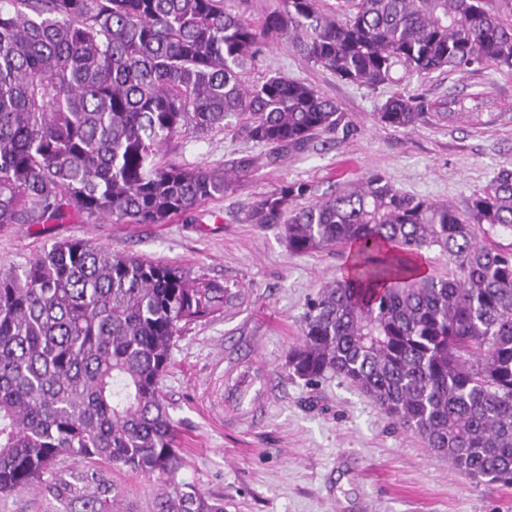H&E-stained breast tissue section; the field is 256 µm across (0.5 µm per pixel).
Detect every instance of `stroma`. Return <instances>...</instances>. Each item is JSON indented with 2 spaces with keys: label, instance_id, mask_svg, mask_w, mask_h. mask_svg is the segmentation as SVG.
<instances>
[{
  "label": "stroma",
  "instance_id": "35a3bbf8",
  "mask_svg": "<svg viewBox=\"0 0 512 512\" xmlns=\"http://www.w3.org/2000/svg\"><path fill=\"white\" fill-rule=\"evenodd\" d=\"M275 75L336 101L347 132L318 133L304 150L274 161L268 147L244 140L232 125L174 138L163 153L179 165L220 170L242 157L252 165L224 194L164 224L76 217L2 227L0 272L25 268L46 245L90 240L235 292L222 315L183 330L161 380L179 428L178 478L223 499L226 512H512V486L471 478L436 457L348 381L309 384L288 373L306 304L335 278L346 254H290L278 226L248 221L254 203L279 186L308 183L318 200L354 189L371 172L405 193L464 207L512 161V71L436 72L372 91L283 41L242 79L251 86ZM397 92L426 101L454 97L481 120L428 116L407 129L382 126L377 112ZM58 474L104 479L119 494V512H154L155 479L69 456L38 487L0 496V512H83L81 500L58 496Z\"/></svg>",
  "mask_w": 512,
  "mask_h": 512
}]
</instances>
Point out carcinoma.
Here are the masks:
<instances>
[{
  "instance_id": "1",
  "label": "carcinoma",
  "mask_w": 512,
  "mask_h": 512,
  "mask_svg": "<svg viewBox=\"0 0 512 512\" xmlns=\"http://www.w3.org/2000/svg\"><path fill=\"white\" fill-rule=\"evenodd\" d=\"M376 90L395 75L512 70V0H280L257 21L224 0H0V226L73 216L164 224L224 193L220 170L160 158L186 132L232 122L276 154L348 128L312 85L241 70L270 43ZM423 103L394 94L400 129ZM440 121L479 112L433 106ZM306 183L265 193L251 224L281 228L294 255L347 248L344 271L306 307L288 372L354 385L394 424L472 477L512 485V162L460 210L372 172L309 205ZM450 273L418 269L422 251ZM228 290L90 241L54 242L0 274V493L32 488L62 456L155 478V512H224L178 481L176 430L160 381L181 325L224 308ZM105 491L83 499L104 512Z\"/></svg>"
}]
</instances>
